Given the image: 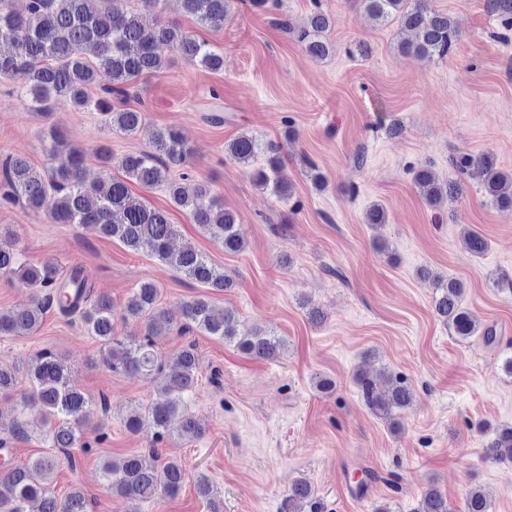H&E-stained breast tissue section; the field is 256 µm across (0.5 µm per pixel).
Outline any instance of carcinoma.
<instances>
[{"label":"carcinoma","instance_id":"1","mask_svg":"<svg viewBox=\"0 0 512 512\" xmlns=\"http://www.w3.org/2000/svg\"><path fill=\"white\" fill-rule=\"evenodd\" d=\"M12 2L0 0V80L23 74V97L32 111L48 114L65 104L76 111L91 107L101 114L106 127L132 136L143 129L144 112L116 109L112 98L125 96L130 87L168 66V60L159 53L161 46H169L182 58L210 71L224 66L221 53L179 25L150 27L144 23L143 12L155 8L160 0H140L141 11L127 8L129 0H23L20 11L12 9ZM354 3L378 22L396 21L411 31L412 37L397 45L399 52L407 56L444 58L454 51L461 37L459 21L432 8L427 0ZM178 4L183 14L199 23L220 27L228 15L230 0H178ZM487 8L504 28L512 30V0H487ZM332 26V18L318 8L298 29V41L311 58L322 60L334 51L328 38ZM103 75L108 78L105 84L99 83ZM93 88L99 89L94 99L89 97ZM47 138L51 152L58 158L50 173L36 170L19 155L0 159V205L21 202L31 212H46L55 224L92 227L100 235L121 242L129 251L147 253L205 288L224 291L234 286L224 269L195 246L187 243L174 248L177 225L170 222L168 213L135 200L131 192L132 183L148 189L165 187L173 205L184 210L191 222L220 243L224 251H243L245 242L238 230L236 213L224 206L207 184L188 186L184 184L188 179L184 173L179 181L170 178L172 171L187 167L191 158L178 128L168 126L153 132L152 148L146 152L116 157L110 147H97L105 175L91 183L83 178V148L65 147L62 132L54 126ZM224 155L249 168L259 188L271 190L282 200L290 197L280 143L242 133L224 145ZM451 163L459 177L478 180L499 210L512 213V172L499 170L494 154L460 153ZM114 168L118 170L116 175L111 174ZM413 184L436 210L461 194V182L442 183L427 165L413 170ZM0 274L45 290L44 299L31 306L0 312V334L26 336L36 331L45 307L57 299L62 315H77L83 320L89 335L100 343L102 362L111 371L155 384L162 398L133 408L127 413L125 425L135 430L145 422L152 424L158 442L165 440L175 419L180 423V437L189 442L200 439L207 424L190 408L200 376L194 347L187 345L164 359L154 350V336L173 328L182 332L195 330L217 336L263 360H275L286 349V342L275 332L258 326L243 327L236 310L218 311L204 295L184 301L174 313L160 306V289L146 282L130 293L122 312L124 321L141 322L142 331L119 336L112 301L94 293L82 268L74 266L64 274L50 258L29 266L22 261L14 242L1 236ZM421 277L432 283L434 312L448 328L463 339L475 335L480 323L460 305L462 282L435 278L427 270L421 271ZM20 370L26 372L33 395L21 401L12 435H28L29 419L34 418L45 428L47 447L56 449L71 466H76L74 449L87 447L82 441V426L93 400L72 384L67 367L50 350L41 351L18 366L0 364V393L13 387ZM355 383L369 409L391 424L396 413L413 402L414 392L407 380L384 369L377 374L360 370ZM149 453L150 463L140 454L128 455L117 463L103 462L106 489L138 506L162 494L176 496L188 479L182 462L175 457L161 459L156 448ZM484 456L494 462L512 463V426L496 433ZM57 461L55 454H41L0 472V512H26V505L33 502L39 503V512H88L82 491L75 489L62 498L53 492ZM195 483L199 494L208 501L210 512H221L222 501L217 499L210 477L201 473ZM281 509L323 512L315 490L304 480L288 487ZM489 509L490 501L482 489L469 490L464 512ZM415 512H450L448 498L430 485L422 492Z\"/></svg>","mask_w":512,"mask_h":512}]
</instances>
